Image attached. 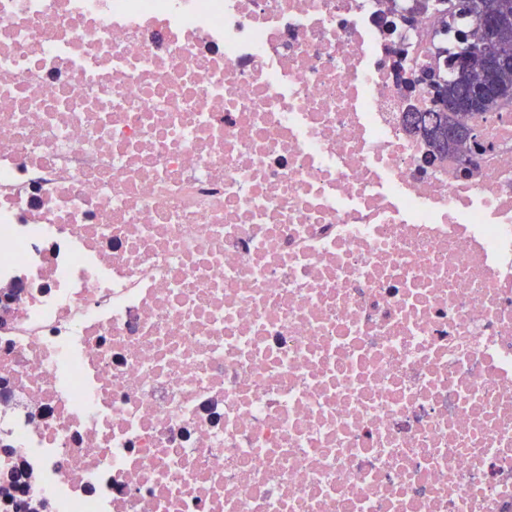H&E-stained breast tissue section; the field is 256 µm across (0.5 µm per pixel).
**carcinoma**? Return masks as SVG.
<instances>
[{
  "label": "carcinoma",
  "instance_id": "cac0c4a2",
  "mask_svg": "<svg viewBox=\"0 0 512 512\" xmlns=\"http://www.w3.org/2000/svg\"><path fill=\"white\" fill-rule=\"evenodd\" d=\"M500 9L498 0H454L448 14L465 20L454 28L455 37L448 40L449 28L437 32L443 41L436 47L437 56L448 55L449 69L441 65L430 66L420 72L419 81L432 91V105L422 112L406 113V126L410 132L421 137L435 155H449L458 152L455 145L454 126L459 113L473 119L493 111L500 103L512 101V71L501 76V92L490 96L475 89L472 73L460 67V60L469 50V43L463 38L476 18Z\"/></svg>",
  "mask_w": 512,
  "mask_h": 512
}]
</instances>
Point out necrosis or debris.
Here are the masks:
<instances>
[{
    "label": "necrosis or debris",
    "mask_w": 512,
    "mask_h": 512,
    "mask_svg": "<svg viewBox=\"0 0 512 512\" xmlns=\"http://www.w3.org/2000/svg\"><path fill=\"white\" fill-rule=\"evenodd\" d=\"M407 0H0V512H512V105L404 125Z\"/></svg>",
    "instance_id": "1"
}]
</instances>
